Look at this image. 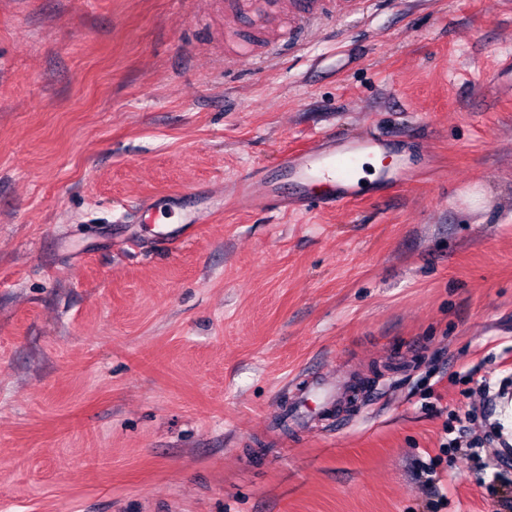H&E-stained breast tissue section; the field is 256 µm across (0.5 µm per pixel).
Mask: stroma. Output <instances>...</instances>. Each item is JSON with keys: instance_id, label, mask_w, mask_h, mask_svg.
Segmentation results:
<instances>
[{"instance_id": "obj_1", "label": "stroma", "mask_w": 512, "mask_h": 512, "mask_svg": "<svg viewBox=\"0 0 512 512\" xmlns=\"http://www.w3.org/2000/svg\"><path fill=\"white\" fill-rule=\"evenodd\" d=\"M242 28L0 0V512H506L512 462L440 439L512 375V0H365L271 53ZM367 133L397 191L240 203L243 170ZM346 371L376 388L346 420L284 423L293 379Z\"/></svg>"}]
</instances>
